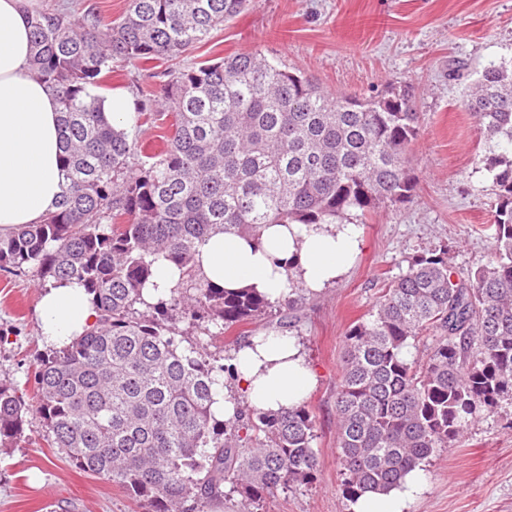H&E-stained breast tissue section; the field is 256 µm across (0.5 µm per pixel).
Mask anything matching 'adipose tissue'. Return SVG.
<instances>
[{
    "label": "adipose tissue",
    "mask_w": 512,
    "mask_h": 512,
    "mask_svg": "<svg viewBox=\"0 0 512 512\" xmlns=\"http://www.w3.org/2000/svg\"><path fill=\"white\" fill-rule=\"evenodd\" d=\"M32 0H0V232L39 223L62 193L58 106L30 65ZM362 240L354 224H271L259 238L219 233L204 243L199 262L204 276L229 290L251 288L272 301L287 299L284 264L294 277L320 291L351 268ZM47 346L62 348L93 323L97 312L76 282L45 286L36 306ZM235 378L218 388L211 410L235 416L239 397L251 407L277 413L300 406L314 381L302 347L289 335L261 334L233 353ZM420 471L408 473L385 495L367 493L353 512H408L421 495Z\"/></svg>",
    "instance_id": "obj_1"
}]
</instances>
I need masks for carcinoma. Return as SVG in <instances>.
I'll return each instance as SVG.
<instances>
[{
  "instance_id": "carcinoma-1",
  "label": "carcinoma",
  "mask_w": 512,
  "mask_h": 512,
  "mask_svg": "<svg viewBox=\"0 0 512 512\" xmlns=\"http://www.w3.org/2000/svg\"><path fill=\"white\" fill-rule=\"evenodd\" d=\"M250 0H128L107 24L66 8L36 12L31 66L59 108L65 186L38 224L0 233V270L74 280L96 322L67 346L37 356L32 403L0 379V447L24 437L27 415L77 468L103 476L153 512H201L234 493L245 512L307 484L317 466L305 405L281 414L211 412L233 368L213 338L284 306L297 317L311 295L286 266L288 299L229 292L205 278L199 246L217 233L257 237L268 224H337L352 212L410 201L409 151L420 113L410 86L358 97L325 91L257 51L164 69L161 110L136 121L163 129L150 151L111 123L94 94L112 61L140 67L183 56ZM498 193L490 260L459 271L447 247L416 256L344 336L336 396L343 495L385 494L464 427L512 400V59L468 86ZM164 259L179 272L169 293L143 290ZM433 333L424 360L405 351Z\"/></svg>"
}]
</instances>
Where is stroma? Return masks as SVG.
<instances>
[{
  "instance_id": "35a3bbf8",
  "label": "stroma",
  "mask_w": 512,
  "mask_h": 512,
  "mask_svg": "<svg viewBox=\"0 0 512 512\" xmlns=\"http://www.w3.org/2000/svg\"><path fill=\"white\" fill-rule=\"evenodd\" d=\"M245 51L300 71L329 91L369 97L409 85L416 94L420 129L409 153L417 178L414 200L363 216L356 264L313 295L298 320L275 310L236 330L242 337H296L315 373L305 401L317 435L315 476L308 485L266 498L262 512H350L336 447L344 336L423 250L446 246L461 271L489 260L495 187L482 162L486 146L464 102L470 78L490 62L512 58V0H251L248 11L170 66L183 69ZM459 64L466 78L450 79L449 69ZM115 90L137 101L162 93L159 83L121 62L98 92ZM43 289L34 273L0 270V377L12 379L27 396L34 361L46 350L35 314ZM421 470L425 489L410 512H512V402L501 401L470 424L458 447L435 452ZM0 512L147 508L49 447L33 413L24 439L0 448Z\"/></svg>"
}]
</instances>
